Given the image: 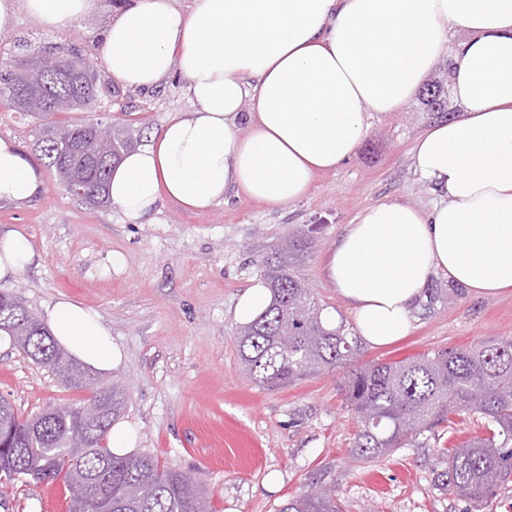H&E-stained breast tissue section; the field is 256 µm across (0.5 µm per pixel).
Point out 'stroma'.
<instances>
[{
    "label": "stroma",
    "mask_w": 512,
    "mask_h": 512,
    "mask_svg": "<svg viewBox=\"0 0 512 512\" xmlns=\"http://www.w3.org/2000/svg\"><path fill=\"white\" fill-rule=\"evenodd\" d=\"M114 9L112 0H99L92 19L58 29L19 13L13 31L0 35V56L12 55L17 39L34 37L75 45L97 60V33ZM121 96L131 112H115L107 102L96 118L133 125L144 143L171 114L194 109L178 76L146 92L123 89ZM431 121L415 99L399 111L374 114L355 154L317 174L305 197L285 209L243 195L199 212L165 200L150 220L131 224L117 206L92 207L42 171L44 196L0 203V232L25 229L37 253L36 265L1 281L0 292L21 298L40 319L63 298L100 314L125 352L108 377L127 390L120 419L136 452L190 472L215 512H278L318 479L335 487L344 512H474L434 477L441 449L482 433L479 415L454 416L439 440L359 462L351 455L359 424L340 388L345 370L263 388L241 370L235 339L234 306L259 276L256 259L308 224L321 231L302 275L324 309L355 333L352 312L326 278V254L368 206L388 199L430 206L434 194L416 173L412 151ZM38 125V118L0 107V138L13 140L33 161ZM115 252L123 266H112ZM430 286L443 297L416 308L412 333L385 347H361L356 364L512 339L511 294L479 300L441 278ZM90 395L68 388L15 348L0 351V397L20 417ZM0 512H66L65 490L58 482L2 481Z\"/></svg>",
    "instance_id": "obj_1"
}]
</instances>
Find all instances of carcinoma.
Segmentation results:
<instances>
[{
    "instance_id": "carcinoma-1",
    "label": "carcinoma",
    "mask_w": 512,
    "mask_h": 512,
    "mask_svg": "<svg viewBox=\"0 0 512 512\" xmlns=\"http://www.w3.org/2000/svg\"><path fill=\"white\" fill-rule=\"evenodd\" d=\"M94 70H62L48 86L16 74L0 77V105L47 119L35 151L58 180L76 171L95 192L89 204H110L107 186L112 167L137 141L135 130L113 131L112 143L95 142L91 123L61 124L59 112L82 111L112 81L89 76ZM320 226L314 224L288 237V242L257 260L272 296L271 305L238 332V356L245 373L257 384L278 388L341 367L356 357L358 340L344 326H330L323 308L305 288L299 271L305 264ZM0 332L27 358L45 369L61 362L73 373L87 367L69 355L16 296H0ZM288 337V346L280 338ZM341 387L347 406L361 424L357 459H372L402 448L438 429L448 416L474 412L486 420L485 432L448 450L441 449L438 485L453 490L479 508L512 483V340L482 342L419 354L392 362H373L352 370ZM84 388L87 403L112 394V418L83 421L82 407L56 414L46 410L34 419L21 418L0 399L4 428L0 432V478L59 480L68 496L67 512H213L206 491L188 483L183 472L148 455L118 457L107 447V436L124 410L126 389L92 374ZM372 414H363L364 408ZM279 512H341L335 490L315 484L288 500Z\"/></svg>"
}]
</instances>
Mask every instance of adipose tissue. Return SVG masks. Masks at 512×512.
I'll list each match as a JSON object with an SVG mask.
<instances>
[{
    "label": "adipose tissue",
    "mask_w": 512,
    "mask_h": 512,
    "mask_svg": "<svg viewBox=\"0 0 512 512\" xmlns=\"http://www.w3.org/2000/svg\"><path fill=\"white\" fill-rule=\"evenodd\" d=\"M50 28L89 18L97 0H0V34L19 11ZM111 80L149 90L179 74L196 107L174 114L112 171L127 222L162 199L188 210L243 193L274 208L302 199L320 172L355 154L373 114L412 100L445 60L459 119L426 128L413 148L438 197L362 210L329 248V283L373 347L408 336L432 278L475 299L512 294V0H131L101 35ZM16 144L0 139V202L42 196ZM29 237L0 233V281L35 262ZM56 341L109 372L123 352L98 313L61 299L46 309Z\"/></svg>",
    "instance_id": "1"
}]
</instances>
